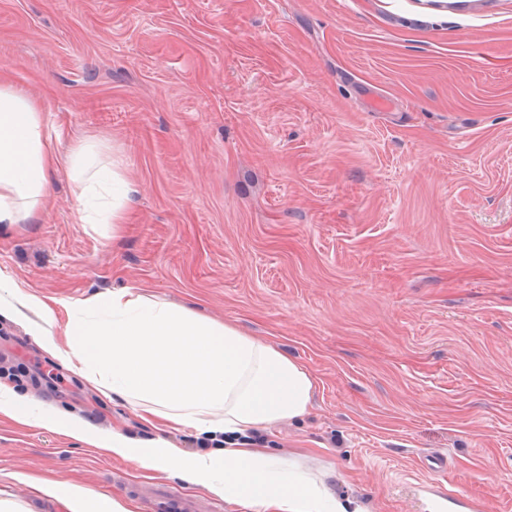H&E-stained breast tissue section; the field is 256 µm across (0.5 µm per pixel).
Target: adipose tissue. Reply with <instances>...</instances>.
I'll use <instances>...</instances> for the list:
<instances>
[{"instance_id": "adipose-tissue-1", "label": "adipose tissue", "mask_w": 512, "mask_h": 512, "mask_svg": "<svg viewBox=\"0 0 512 512\" xmlns=\"http://www.w3.org/2000/svg\"><path fill=\"white\" fill-rule=\"evenodd\" d=\"M63 163L76 184L82 223H91L85 202L101 189L112 198L105 223H124L135 185L113 165L97 163L85 142L48 129L40 103L0 80V223H32L51 174ZM2 308L16 316L34 313L27 328L46 352L100 392L125 398L144 419L223 433L229 440L190 456L161 438L140 441L118 429L101 435L2 383L0 414L75 436L253 512H367L319 477L245 443L249 434L304 417L311 405L314 375L276 345L135 288L85 300L71 314L62 345L47 330L54 309L0 275Z\"/></svg>"}]
</instances>
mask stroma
Returning a JSON list of instances; mask_svg holds the SVG:
<instances>
[{
  "label": "stroma",
  "mask_w": 512,
  "mask_h": 512,
  "mask_svg": "<svg viewBox=\"0 0 512 512\" xmlns=\"http://www.w3.org/2000/svg\"><path fill=\"white\" fill-rule=\"evenodd\" d=\"M0 79L138 188L125 223L82 224L63 165L38 223L0 224V274L56 299L58 343L79 302L146 289L315 375L308 414L256 440L368 512H437L425 481L444 512L512 502V0H0ZM0 356L102 433L208 443L4 315ZM32 476L96 512L195 491L0 416V493L66 512ZM35 488L42 491H58L61 490L66 500L68 512H90L91 501L88 494L77 487L67 486L61 489L59 482H47L45 484H37Z\"/></svg>",
  "instance_id": "35a3bbf8"
}]
</instances>
